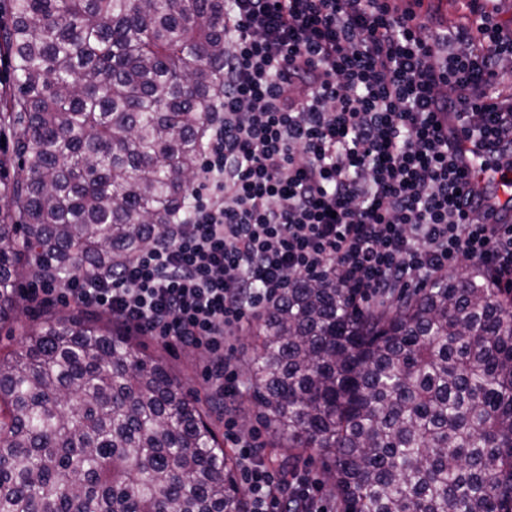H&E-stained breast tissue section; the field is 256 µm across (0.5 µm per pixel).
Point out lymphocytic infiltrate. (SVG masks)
I'll use <instances>...</instances> for the list:
<instances>
[{"label": "lymphocytic infiltrate", "instance_id": "obj_1", "mask_svg": "<svg viewBox=\"0 0 512 512\" xmlns=\"http://www.w3.org/2000/svg\"><path fill=\"white\" fill-rule=\"evenodd\" d=\"M421 0H224V92L210 113L190 204L168 234L90 278L75 265L33 301L110 315L127 332L205 351L213 396L234 400L228 358L246 325L300 276L359 299L434 280L460 257L512 288V225L486 224L462 191L441 114L488 147L512 143V22L490 0L449 17ZM249 512H324L236 421Z\"/></svg>", "mask_w": 512, "mask_h": 512}]
</instances>
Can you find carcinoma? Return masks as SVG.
Instances as JSON below:
<instances>
[{
    "label": "carcinoma",
    "instance_id": "1",
    "mask_svg": "<svg viewBox=\"0 0 512 512\" xmlns=\"http://www.w3.org/2000/svg\"><path fill=\"white\" fill-rule=\"evenodd\" d=\"M0 53V328L21 273L109 274L184 210L224 91V0H10ZM13 174H8V171ZM38 256L39 264L32 263ZM248 396L337 512H512V288L473 268L362 308L299 277ZM208 412L80 312L0 348V512H249Z\"/></svg>",
    "mask_w": 512,
    "mask_h": 512
}]
</instances>
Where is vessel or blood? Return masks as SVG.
I'll list each match as a JSON object with an SVG mask.
<instances>
[{"label":"vessel or blood","mask_w":512,"mask_h":512,"mask_svg":"<svg viewBox=\"0 0 512 512\" xmlns=\"http://www.w3.org/2000/svg\"><path fill=\"white\" fill-rule=\"evenodd\" d=\"M448 136L458 144L456 164L464 190L485 223L512 224V149H488L466 136L456 117H448Z\"/></svg>","instance_id":"1"}]
</instances>
